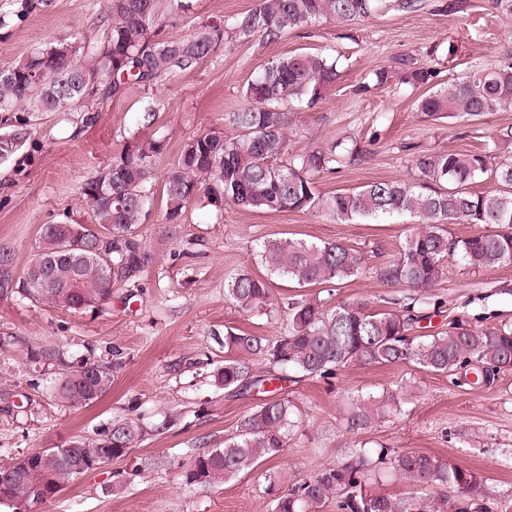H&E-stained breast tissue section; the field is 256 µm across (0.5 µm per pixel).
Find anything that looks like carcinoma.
I'll return each mask as SVG.
<instances>
[{"mask_svg": "<svg viewBox=\"0 0 512 512\" xmlns=\"http://www.w3.org/2000/svg\"><path fill=\"white\" fill-rule=\"evenodd\" d=\"M381 0H257L250 10L205 21L190 34L166 37L187 8L183 0H109L98 15L102 38L70 36L34 48L27 57L0 70V112H95L104 101L132 88L144 98L142 121L152 124L164 103L154 93L164 80L191 71L230 38L250 42L258 37L276 43L291 31L318 23H352L370 16ZM435 73L404 54L370 73V85L391 82L420 89L416 109L431 121L448 117L471 121L487 112L512 108V55L491 68L468 72L444 88H432ZM336 59L322 53H297L264 65L242 88L245 105L226 114L235 135L206 133L183 143L163 179L166 223L176 225L199 192L218 213L224 207L249 211L322 212L338 222L408 214L415 219L399 254L374 269L385 284L413 290L434 285L444 274L448 256L466 269L512 265V160L497 153L512 151V129L492 137L480 152L422 153L415 157L420 181L372 182L324 197L314 176L334 173L359 158L356 141L338 138L288 154L287 130L296 112L315 107L336 86ZM30 135L19 123L3 135L0 151L12 155ZM166 147L163 137L142 139L128 131L123 149L112 162L81 185L91 224L112 234V266L119 280L138 279L153 263L139 238L153 200L156 174L151 159ZM490 180L496 188L476 191L471 185ZM450 224H489L492 233L459 238ZM269 278L241 271L226 283L225 297L245 313H264L271 305L270 278L300 288L340 285L357 277L361 254L340 241L305 238L266 239L258 250ZM71 225L45 224L34 258L19 271V282L37 283L16 293L51 308L96 311L112 301V281L101 263L86 261L81 280L73 283L75 258ZM421 297L406 294L399 307L371 311L361 300L331 299L301 293L288 304L280 335L271 338L224 335V364L213 374L219 388L238 394L255 386L288 379L294 371L331 378L351 364L411 363L437 374L483 368L490 373L512 369V326L473 330L458 323L427 336L413 333L412 310ZM26 364L53 371L51 393L67 407L95 403L112 388V365L91 356H71L58 344L27 345ZM398 392H357L346 400L343 420L351 433H363L401 413ZM301 427L298 408L289 399L269 397L241 421L238 435L196 455L182 472V482L214 487L254 469L262 457L280 455ZM155 429L134 418L114 420L92 439H77L69 448L34 452L20 481L0 482V505L31 508L57 496L79 478L73 457L86 467L128 455ZM383 469L412 486L402 498L373 495L367 486ZM270 512H321L336 502L338 512H493L481 483L469 469L419 452L392 448H351L341 463L318 468L287 490L284 476L264 474ZM458 500L448 499V489Z\"/></svg>", "mask_w": 512, "mask_h": 512, "instance_id": "cac0c4a2", "label": "carcinoma"}]
</instances>
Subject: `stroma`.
Segmentation results:
<instances>
[{"instance_id": "stroma-1", "label": "stroma", "mask_w": 512, "mask_h": 512, "mask_svg": "<svg viewBox=\"0 0 512 512\" xmlns=\"http://www.w3.org/2000/svg\"><path fill=\"white\" fill-rule=\"evenodd\" d=\"M92 0H52L45 10L20 12L17 0H0V70L22 60L36 45L72 34L99 35ZM256 0H189L170 37L189 34L199 23L252 8ZM321 52L337 58L336 87L313 110L296 113L289 150L347 136L363 147L361 161L316 177L327 196L383 181L413 182L414 158L422 151L473 152L490 136L512 126V109L478 120L454 118L433 123L412 106L413 94L388 84L368 92L357 86L365 74L400 54L414 55L436 70L438 86L476 67L498 64L512 52V15L490 0H424L414 13L395 10L351 24L322 23L295 31L280 42L225 41L195 70L163 82L166 106L154 124L140 126L138 92L101 104L92 120L62 112H0V134L26 121L30 134L10 157L0 159V245L11 247L18 266L34 256L43 225L89 223L82 182L109 163L124 146L123 133L138 128L141 138L165 137L153 160L164 176L189 137L231 135L224 115L243 104L241 89L253 71L291 53ZM162 193L139 231L154 255L133 282H117L112 301L101 311L75 313L44 308L19 296L0 297V335L22 343L57 342L71 351L110 362L111 390L96 403L70 409L48 399L51 377L27 366L20 347L0 350V393L26 395L31 410H0V464L39 450L93 436L115 418L132 417L153 427V435L125 457L112 460L67 485L37 512H269L260 472L287 473L289 482L340 461L353 434L341 424L342 397L357 391H402L401 414L362 433L370 446L416 451L452 460L482 479L487 501L512 491V371L487 385L465 384L460 374L437 375L412 364L349 366L334 378L308 376L284 382L279 396L299 410L304 434L257 471L204 488L182 483L179 475L198 453L223 447L237 436L244 416L263 396L237 395L216 388L211 374L224 358L226 331L275 336L296 290L276 280L270 314L244 313L224 295L230 272L264 275L256 253L260 242L280 236L338 240L357 250L365 271L339 285V300L358 299L371 309L389 308L403 289L377 281L373 267L395 258L411 216L339 223L322 213L263 212L225 208L216 215L198 197L182 224H166ZM453 322L474 328L512 324V266L472 272L449 257L436 285L426 292L418 333L434 334Z\"/></svg>"}]
</instances>
